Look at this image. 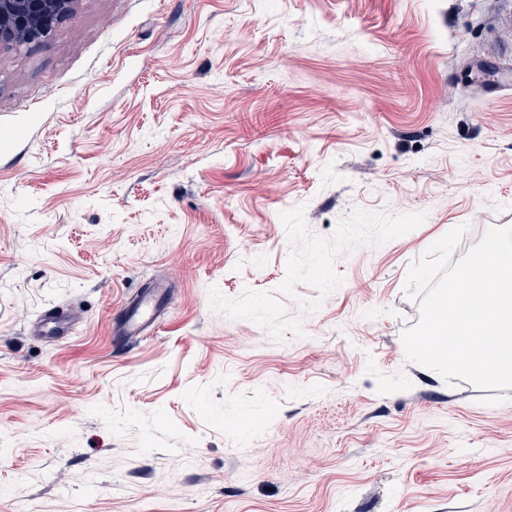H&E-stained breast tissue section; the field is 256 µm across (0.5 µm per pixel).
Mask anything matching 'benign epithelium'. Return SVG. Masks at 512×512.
Listing matches in <instances>:
<instances>
[{"label": "benign epithelium", "mask_w": 512, "mask_h": 512, "mask_svg": "<svg viewBox=\"0 0 512 512\" xmlns=\"http://www.w3.org/2000/svg\"><path fill=\"white\" fill-rule=\"evenodd\" d=\"M77 0H0V46L23 47L50 37L75 13Z\"/></svg>", "instance_id": "1"}]
</instances>
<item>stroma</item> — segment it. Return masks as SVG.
I'll return each mask as SVG.
<instances>
[{
	"label": "stroma",
	"mask_w": 512,
	"mask_h": 512,
	"mask_svg": "<svg viewBox=\"0 0 512 512\" xmlns=\"http://www.w3.org/2000/svg\"><path fill=\"white\" fill-rule=\"evenodd\" d=\"M490 71L512 0H79L1 47L0 512H512V389L401 340L409 266L512 226ZM167 294L166 287L162 285L147 290L125 313L118 328L120 336L131 339L143 336L154 328L166 307L164 298ZM72 316L63 309H51L42 321L41 332L47 334H63L71 327Z\"/></svg>",
	"instance_id": "1"
}]
</instances>
